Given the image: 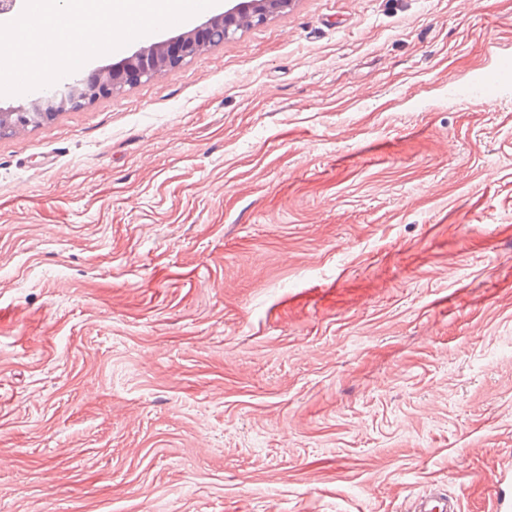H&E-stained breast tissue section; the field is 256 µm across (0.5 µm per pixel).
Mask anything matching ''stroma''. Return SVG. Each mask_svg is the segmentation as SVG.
Listing matches in <instances>:
<instances>
[{"label": "stroma", "mask_w": 512, "mask_h": 512, "mask_svg": "<svg viewBox=\"0 0 512 512\" xmlns=\"http://www.w3.org/2000/svg\"><path fill=\"white\" fill-rule=\"evenodd\" d=\"M504 468L512 0H289L0 134V512H512ZM458 509V502L454 503L437 493L421 499L414 507V512H457Z\"/></svg>", "instance_id": "stroma-1"}]
</instances>
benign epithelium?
Instances as JSON below:
<instances>
[{
  "instance_id": "obj_1",
  "label": "benign epithelium",
  "mask_w": 512,
  "mask_h": 512,
  "mask_svg": "<svg viewBox=\"0 0 512 512\" xmlns=\"http://www.w3.org/2000/svg\"><path fill=\"white\" fill-rule=\"evenodd\" d=\"M287 5L288 0H249L244 6L213 16L206 24V35L210 37L217 30L228 38L244 27L265 22L268 16ZM201 44L198 31L190 30L175 39L144 46L124 58L117 67L97 69L88 78L65 82L54 93L38 97L26 105L8 111L0 109V131L20 132L67 108L79 107L92 97H110L125 85L152 78L161 69L174 70L197 54Z\"/></svg>"
}]
</instances>
